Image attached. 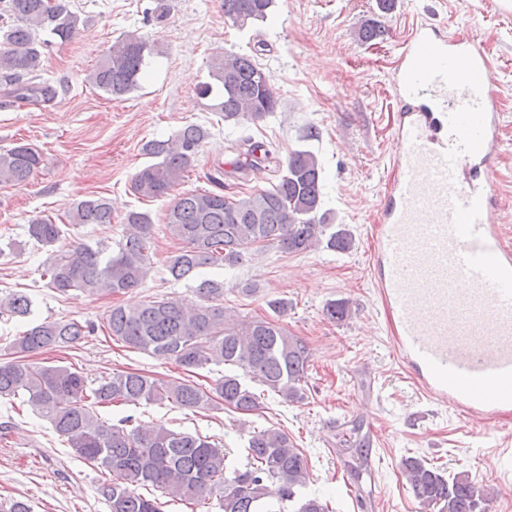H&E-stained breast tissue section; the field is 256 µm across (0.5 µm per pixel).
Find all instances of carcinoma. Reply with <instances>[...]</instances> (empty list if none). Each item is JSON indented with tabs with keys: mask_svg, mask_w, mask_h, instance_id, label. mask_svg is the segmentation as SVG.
Listing matches in <instances>:
<instances>
[{
	"mask_svg": "<svg viewBox=\"0 0 512 512\" xmlns=\"http://www.w3.org/2000/svg\"><path fill=\"white\" fill-rule=\"evenodd\" d=\"M274 0H224V17L244 28L267 19ZM0 11L13 23L0 27V88L6 96L32 101L49 89L24 82L41 66L42 48L55 39L70 41L78 33L80 17L67 0H0ZM49 38L41 39L40 34ZM152 46L129 35L87 76V81L111 97L120 98L136 87L147 66ZM203 95L226 123H257L275 111L277 99L269 77L248 55L226 53L212 61ZM209 137L198 124L184 126L167 140H149L142 152L153 162L134 176L131 188L142 198L160 199L170 192L192 166ZM42 153L28 144L0 152V183L25 185L44 165ZM321 209V167L308 150L288 156L286 174L267 188L240 197L216 190L183 193L167 211V229L182 243L167 265L176 280L190 279L198 269L216 264L234 267L256 247L276 246L284 252H304L326 243L330 249L353 247L350 232L330 225ZM69 225L112 223L106 199L88 196L68 214ZM117 251L77 243L61 247L45 270L47 287L60 295L80 291L89 296L126 293L149 277L154 261L153 228L147 212L129 210L122 218ZM30 239L42 246L62 241L61 225L50 218L32 221ZM200 302L181 299L147 300L134 308L121 305L109 311L104 328L112 338L132 349L172 361L184 370L210 363L231 369L213 386L203 389L182 378L160 380L134 371H117L89 385L73 368L38 366L30 355L71 347L95 332L92 325L74 321H44L15 337L12 357L0 362V399L23 398L29 408L47 418L66 437L83 460L112 474L99 493L111 512H160L158 503L137 493L151 485L189 504L206 505L215 498L223 512H287L297 490L306 484L308 471L300 448L279 428L250 433L243 469H227L224 451L208 438L159 426L127 428L128 420L109 424L96 408L114 403L173 404L208 411L224 406L250 413L261 406L258 385L288 401L303 399L309 351L305 342L279 322L287 312L283 300L270 302L275 318L231 322L224 308L213 301L224 296V283L204 279L197 285ZM32 301L23 293L0 298V318H23ZM325 315L342 322L351 315L346 300L331 301ZM403 475L420 503L438 512H473L486 503L487 494L467 474L445 479L424 460L409 457Z\"/></svg>",
	"mask_w": 512,
	"mask_h": 512,
	"instance_id": "obj_1",
	"label": "carcinoma"
}]
</instances>
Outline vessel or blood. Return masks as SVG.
Masks as SVG:
<instances>
[{"label":"vessel or blood","instance_id":"obj_1","mask_svg":"<svg viewBox=\"0 0 512 512\" xmlns=\"http://www.w3.org/2000/svg\"><path fill=\"white\" fill-rule=\"evenodd\" d=\"M374 284L425 395L484 426L512 411V246L489 178L503 122L485 45L416 23L400 44Z\"/></svg>","mask_w":512,"mask_h":512}]
</instances>
